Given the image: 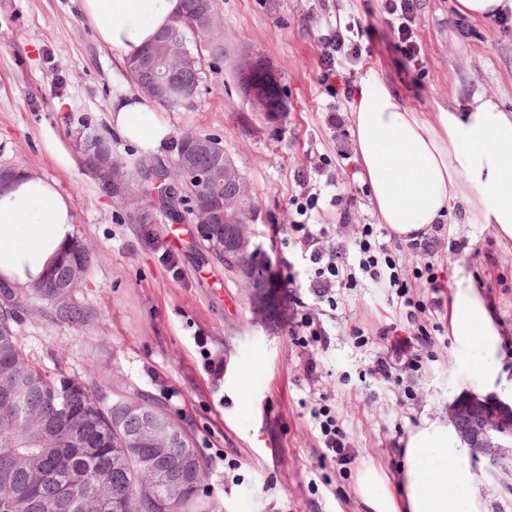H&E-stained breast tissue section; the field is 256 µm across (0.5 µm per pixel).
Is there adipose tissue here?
<instances>
[{
	"mask_svg": "<svg viewBox=\"0 0 512 512\" xmlns=\"http://www.w3.org/2000/svg\"><path fill=\"white\" fill-rule=\"evenodd\" d=\"M80 13L120 60L137 56L182 11V0H79ZM354 160L379 223L400 242L441 223L453 203H465L500 240L512 242V113L495 97L474 100L466 115L443 109L414 112L376 71L360 81L351 106ZM111 125L143 151L170 134L137 94L112 103ZM72 199L54 180L19 167L0 184V281L21 290L40 284L76 236ZM448 330L460 349L476 348L471 392L501 403L512 387L501 371L503 342L491 302L465 277L448 285ZM454 429L435 423L412 432L403 449L398 496L375 495L376 469L361 482L367 512H489L494 483L483 469L460 466Z\"/></svg>",
	"mask_w": 512,
	"mask_h": 512,
	"instance_id": "1",
	"label": "adipose tissue"
}]
</instances>
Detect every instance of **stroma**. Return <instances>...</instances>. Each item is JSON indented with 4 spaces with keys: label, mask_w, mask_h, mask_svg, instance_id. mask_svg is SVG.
I'll return each mask as SVG.
<instances>
[{
    "label": "stroma",
    "mask_w": 512,
    "mask_h": 512,
    "mask_svg": "<svg viewBox=\"0 0 512 512\" xmlns=\"http://www.w3.org/2000/svg\"><path fill=\"white\" fill-rule=\"evenodd\" d=\"M218 8L223 59L205 57L190 105L156 115L173 133L218 139L235 161L249 190L254 267L276 270L288 258V226L297 218L291 200L323 182L313 165L334 173L337 193L354 199L352 207L321 211L332 239L354 237L358 225L376 220L353 160L348 89L360 77L340 68L322 80L323 18L358 19L363 58L414 111L452 103L463 113L490 93L512 109V17L471 20L455 13L453 0H420L423 64L408 69L377 0H218ZM247 58L277 76L284 112L257 111L241 93L236 65ZM133 88L117 51L98 40L76 0H0V165L54 179L98 256L78 293L90 321H58L51 301L29 296L19 327L25 354L49 373L156 399L208 465L200 492L212 512H364L366 470L377 468L395 489L403 441L424 421L447 423L477 350L458 351L453 336L434 331L429 313L410 322L405 310L359 287L337 308L317 306L329 346H301L276 324L278 306L258 309L249 274L204 257L193 221L173 224L161 214L155 240L144 237L123 201L81 165L58 160L60 152L75 154L69 130L86 118L115 155L136 165L142 151L110 124L113 99ZM445 223L431 261L441 281L464 275L489 297L506 341L502 370L512 380V243H499L492 225L460 209ZM419 323L432 329L421 369L402 358L389 379L370 374L388 355L382 328L394 326L406 339ZM356 327L369 337L365 346L354 343ZM313 355L316 380L305 368ZM219 357L224 374L216 378L207 363ZM322 394L345 430L349 459L326 456L319 441L310 412Z\"/></svg>",
    "instance_id": "1"
}]
</instances>
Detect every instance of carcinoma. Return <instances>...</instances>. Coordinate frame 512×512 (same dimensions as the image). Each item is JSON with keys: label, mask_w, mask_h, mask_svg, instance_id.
Returning a JSON list of instances; mask_svg holds the SVG:
<instances>
[{"label": "carcinoma", "mask_w": 512, "mask_h": 512, "mask_svg": "<svg viewBox=\"0 0 512 512\" xmlns=\"http://www.w3.org/2000/svg\"><path fill=\"white\" fill-rule=\"evenodd\" d=\"M204 1L210 9L217 8L216 0H183L182 14L169 26L184 37L193 60L167 82L163 94L156 93L150 69L140 65L158 54V42L127 61V77L149 103L172 109L190 102L202 79L199 47L209 48L215 58L222 55L224 34L219 26L204 29L199 24ZM241 86L246 95L263 99L269 113L282 111L284 96L279 80L261 65L243 72ZM80 140L92 143L97 166H118L129 179L151 171L164 175L167 198L145 203L143 214L131 218L144 233H150L160 209L177 224L196 212H217L222 222L205 225L201 233L207 252L222 261L224 254L236 249L241 235L238 214L245 205L238 183L193 188L168 174L167 167L190 154L192 145L178 138L173 159L156 156L131 172L113 157L111 143L96 132L91 121L79 123L75 141ZM95 261L94 252L78 238L31 293L49 300L56 288L64 287L74 294L81 282H70L69 271L78 268L85 279ZM4 298L10 306L0 311V512H13L16 506L23 512H43L42 501L59 497L69 504L63 512H93L91 504L99 499L113 502L119 512H208L198 501L205 480L199 454H192L187 488L180 493H169L161 472L149 468L153 444L142 435L145 422H154L163 434L183 435L168 413L155 400L137 392L104 387L90 378L47 373L29 360L21 347L17 326L25 298L18 289L1 283L0 300ZM56 315L63 322L84 325L91 312L74 298L68 308L56 309ZM460 406L455 429L464 438L475 430L490 405L462 400ZM35 466L46 474L38 487L29 480Z\"/></svg>", "instance_id": "carcinoma-1"}]
</instances>
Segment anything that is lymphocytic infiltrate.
<instances>
[{"label":"lymphocytic infiltrate","mask_w":512,"mask_h":512,"mask_svg":"<svg viewBox=\"0 0 512 512\" xmlns=\"http://www.w3.org/2000/svg\"><path fill=\"white\" fill-rule=\"evenodd\" d=\"M420 0H381V9L394 35V46L405 65L419 67L422 63L421 46L415 29ZM361 27L358 20H336L326 23L325 32L319 37L322 63L326 73H333L336 63H344L351 73L364 70L366 62L358 43ZM335 176H327L325 185L330 196L322 192H307L293 199L298 220L290 227L288 244L293 257L300 263V272H288L278 278L277 284L287 298L285 325L292 335L306 332L318 335L319 330L312 314L305 310L302 292H309L318 302L337 307L338 296L344 290L366 285L395 295L397 302L407 308L417 302L410 292L411 285L431 291L434 311H441L444 300L438 298V275L430 262L439 241L438 235H423L407 242L413 253L423 255V266L417 267L413 281L401 278L399 258L386 237L387 228L376 224L359 225L351 243L333 244L328 240L329 227L315 221L320 200L338 206L339 195L334 194Z\"/></svg>","instance_id":"1"}]
</instances>
